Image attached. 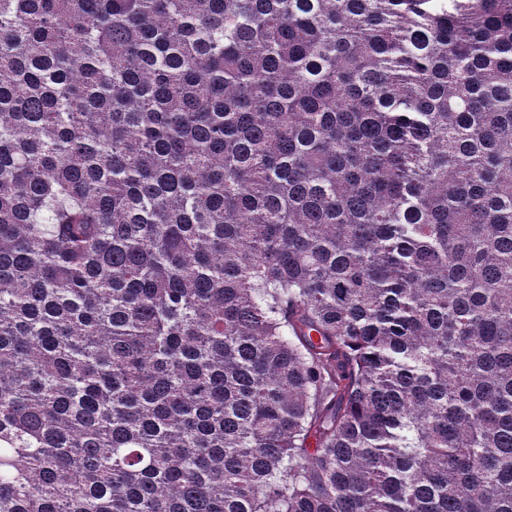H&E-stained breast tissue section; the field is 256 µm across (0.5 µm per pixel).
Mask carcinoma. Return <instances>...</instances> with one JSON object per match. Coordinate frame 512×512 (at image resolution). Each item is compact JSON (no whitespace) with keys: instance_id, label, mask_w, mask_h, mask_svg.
I'll return each mask as SVG.
<instances>
[{"instance_id":"cac0c4a2","label":"carcinoma","mask_w":512,"mask_h":512,"mask_svg":"<svg viewBox=\"0 0 512 512\" xmlns=\"http://www.w3.org/2000/svg\"><path fill=\"white\" fill-rule=\"evenodd\" d=\"M0 512H512V0H0Z\"/></svg>"}]
</instances>
